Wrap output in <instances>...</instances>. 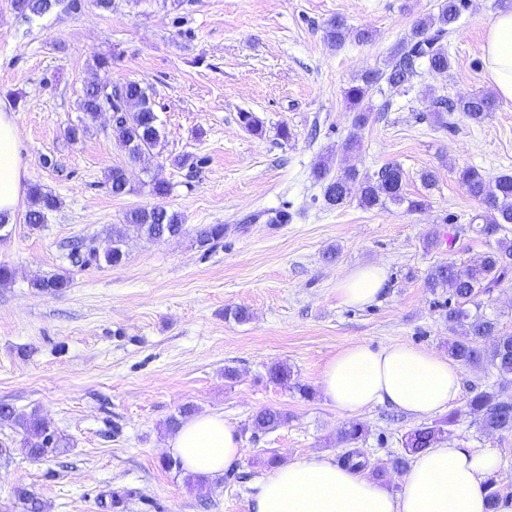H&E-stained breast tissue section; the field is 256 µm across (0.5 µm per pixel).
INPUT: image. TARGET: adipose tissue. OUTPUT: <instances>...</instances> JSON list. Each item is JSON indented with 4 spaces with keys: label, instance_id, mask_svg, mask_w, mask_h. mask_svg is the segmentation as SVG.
<instances>
[{
    "label": "adipose tissue",
    "instance_id": "adipose-tissue-1",
    "mask_svg": "<svg viewBox=\"0 0 512 512\" xmlns=\"http://www.w3.org/2000/svg\"><path fill=\"white\" fill-rule=\"evenodd\" d=\"M485 80L512 103V9L502 10L479 45ZM22 133L0 106V214L13 217L23 195ZM386 282L380 265L357 268L336 284L348 305L374 302ZM324 397L345 416L386 405L420 419L447 410L461 392L457 364L433 350L407 344L344 346L324 368ZM182 467L200 476L223 473L243 456L236 427L217 412L194 416L168 438ZM499 465L495 450H471L440 441L415 455L399 491L364 478L323 453L277 467L260 479L254 512H487L485 482Z\"/></svg>",
    "mask_w": 512,
    "mask_h": 512
}]
</instances>
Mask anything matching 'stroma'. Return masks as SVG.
<instances>
[{"mask_svg":"<svg viewBox=\"0 0 512 512\" xmlns=\"http://www.w3.org/2000/svg\"><path fill=\"white\" fill-rule=\"evenodd\" d=\"M440 0H113L79 10L60 4L22 16L0 0V102L22 134L27 183L58 197L57 209L34 228L16 213L0 238V265L13 272L0 285V404L37 413L64 435L61 453L33 460L13 449L0 459V512H23L17 486L32 490L44 512H106L110 492L128 497L122 512H251L254 484L267 461L294 462L313 453L342 458L339 435L350 422L327 403L320 380L345 345L404 343L448 351V294L429 290L427 275L448 261L474 262L488 246L478 233L484 207L459 181L473 167L494 177L512 173V103L483 122L461 113L436 121L432 101L487 90L478 53L503 0H469L446 43L447 72L419 65L411 87L373 93L371 118L352 124L344 93L367 70L386 69L392 48L415 20L436 14ZM343 18L372 32L341 46L323 39L326 23ZM107 66H98V59ZM95 81H137L153 93L162 144L129 163L101 116L72 141L83 88ZM253 113L262 135L239 123ZM292 132L279 136L281 126ZM360 147L347 155L343 145ZM331 175L353 166L360 178L384 165L404 171L406 205L367 210L350 201L326 204L313 169ZM124 167L130 191L112 196L106 177ZM435 171L425 188L424 171ZM170 192L156 198L150 183ZM163 205L183 217L185 232L150 241L128 236L119 265L78 269L66 259L72 241L101 242L126 212ZM288 221L276 223L277 213ZM224 227L202 246L201 229ZM452 243L426 248L429 231ZM370 264L387 269L376 303L343 304L336 284ZM63 274L67 288L47 295L36 278ZM242 307L240 322L228 308ZM283 363L286 382L268 369ZM236 377L227 380L225 369ZM460 416L450 439L496 450L493 480L512 506V436L483 431L466 413L472 393L503 390L487 366L463 368ZM223 413L242 438L243 457L224 475L189 487L171 466L169 423L184 407ZM287 414L281 427L252 433L262 409ZM369 463L401 454L420 420L387 406L356 419Z\"/></svg>","mask_w":512,"mask_h":512,"instance_id":"35a3bbf8","label":"stroma"}]
</instances>
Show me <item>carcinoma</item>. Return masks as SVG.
<instances>
[{
	"mask_svg": "<svg viewBox=\"0 0 512 512\" xmlns=\"http://www.w3.org/2000/svg\"><path fill=\"white\" fill-rule=\"evenodd\" d=\"M12 7L22 14H42L55 6L53 0H11ZM467 0H442L437 14L418 20L409 37L399 42L391 51L387 71L371 70L363 73L357 83L345 92L349 108L353 110V122L364 126L370 118V107L366 99L373 90H382V85L397 89L409 85L416 75V65L427 64L433 72H446L451 66L445 38L452 30ZM350 37L358 41L370 38L367 31L354 32L342 19H332L324 29V39L334 46H340ZM117 107L125 112L137 114L132 123H114L112 135L128 145V157L136 162L144 155H152L160 146L161 138L157 129L154 103L147 89L136 81L121 84L117 94L104 89L97 82L89 83L83 93L80 108L83 111L81 124L68 128L69 139L75 141L83 136L94 123L100 110ZM497 109L495 98L488 93L472 94L454 101H438L436 114L460 112L466 118L480 123L489 113ZM313 175L324 182L323 196L327 204L341 206L352 199L359 205L372 209L388 203H408L411 211L423 208L424 201L411 200L404 195V172L394 164L382 167L376 179L361 180L357 170L350 166L343 175L327 179V166L318 164ZM458 180L466 187L469 195L485 207L484 224L481 233L488 239H495L489 250L480 260L472 264H458L454 261L440 264L426 278V287L448 289V357L462 366L488 365L499 378L512 383V335L500 332L497 320L479 312H471L470 306H479L476 298L490 294L502 282L512 279V174H502L493 179L487 178L479 170L465 167L457 171ZM107 181L112 195L118 197L128 192L126 171L120 166L112 168ZM29 207L25 221L37 228L44 223L47 212L57 208L56 196L34 184L28 190ZM184 224L181 215L162 205L139 208L128 212L123 229L102 241L98 249L83 252L73 248L67 256L72 266L80 269L105 262L118 265L125 253L122 250L124 239L129 233L144 236L149 240H161L181 235ZM224 237V225L211 224L200 230L198 242L205 246ZM68 277L53 275L40 277L34 281V288L42 293H54L66 287ZM495 336L497 340L485 347L481 337ZM470 413L477 416L483 430L491 434L512 433V398H506L496 390H482L474 393L467 402ZM457 413L451 412L432 425H423L404 436V454L389 459L388 464L369 466L359 449L353 447L343 456V463L358 471L370 469L372 476L380 479L386 466L403 470L407 468L408 457L415 455L443 439L447 427L456 421ZM286 414L265 409L259 412L251 423L253 433L267 432L284 425ZM0 421L9 423L23 431L22 451L33 459H41L65 447V438L52 430L49 425L34 414L20 415L9 406H0ZM15 496L22 502L25 512H43L40 499L27 487L15 489Z\"/></svg>",
	"mask_w": 512,
	"mask_h": 512,
	"instance_id": "carcinoma-1",
	"label": "carcinoma"
}]
</instances>
